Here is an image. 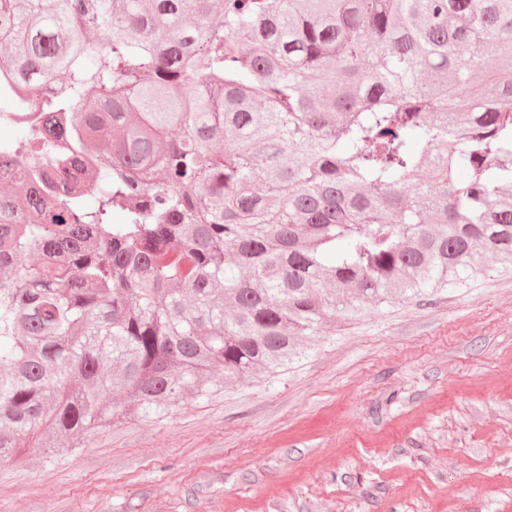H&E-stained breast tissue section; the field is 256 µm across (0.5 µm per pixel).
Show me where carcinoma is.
Listing matches in <instances>:
<instances>
[{
	"mask_svg": "<svg viewBox=\"0 0 512 512\" xmlns=\"http://www.w3.org/2000/svg\"><path fill=\"white\" fill-rule=\"evenodd\" d=\"M0 48L64 84L0 216V463L512 262V0H0Z\"/></svg>",
	"mask_w": 512,
	"mask_h": 512,
	"instance_id": "obj_1",
	"label": "carcinoma"
}]
</instances>
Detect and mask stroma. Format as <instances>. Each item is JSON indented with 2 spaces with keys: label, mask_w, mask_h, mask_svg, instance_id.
<instances>
[{
  "label": "stroma",
  "mask_w": 512,
  "mask_h": 512,
  "mask_svg": "<svg viewBox=\"0 0 512 512\" xmlns=\"http://www.w3.org/2000/svg\"><path fill=\"white\" fill-rule=\"evenodd\" d=\"M0 512H512V268L328 324L285 374L25 449Z\"/></svg>",
  "instance_id": "35a3bbf8"
}]
</instances>
